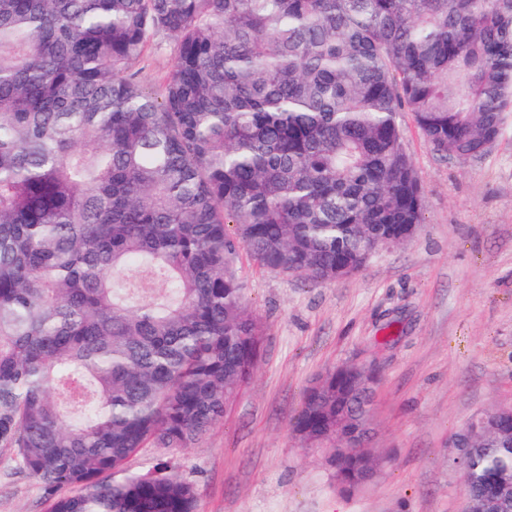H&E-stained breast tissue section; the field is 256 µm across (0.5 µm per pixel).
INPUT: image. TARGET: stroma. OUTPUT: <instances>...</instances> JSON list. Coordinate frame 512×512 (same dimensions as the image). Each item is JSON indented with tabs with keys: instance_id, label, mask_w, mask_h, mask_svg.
I'll return each mask as SVG.
<instances>
[{
	"instance_id": "stroma-1",
	"label": "stroma",
	"mask_w": 512,
	"mask_h": 512,
	"mask_svg": "<svg viewBox=\"0 0 512 512\" xmlns=\"http://www.w3.org/2000/svg\"><path fill=\"white\" fill-rule=\"evenodd\" d=\"M173 63L172 40L156 37L143 86L159 91ZM399 122L425 196L414 237L318 285L241 254L260 363L202 441L140 449L127 472L173 462L197 483L198 512H464L452 436L512 407V112L491 150L468 161L435 155L409 113ZM350 363L378 371L377 467L345 491L292 424L316 379ZM48 509L40 483L0 451V512Z\"/></svg>"
}]
</instances>
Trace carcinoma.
<instances>
[{"label":"carcinoma","instance_id":"carcinoma-1","mask_svg":"<svg viewBox=\"0 0 512 512\" xmlns=\"http://www.w3.org/2000/svg\"><path fill=\"white\" fill-rule=\"evenodd\" d=\"M157 33L159 94L137 69ZM402 112L444 159L488 153L512 0H0V450L49 512H197L169 461L125 460L201 441L256 369L240 252L323 283L421 223ZM365 400L340 366L295 431L334 437ZM458 439L471 509L512 512V409ZM328 463L347 489L376 465ZM174 63L173 42L166 36H158L150 42L144 53V66L140 74L143 86L151 91L158 92L163 81Z\"/></svg>","mask_w":512,"mask_h":512}]
</instances>
